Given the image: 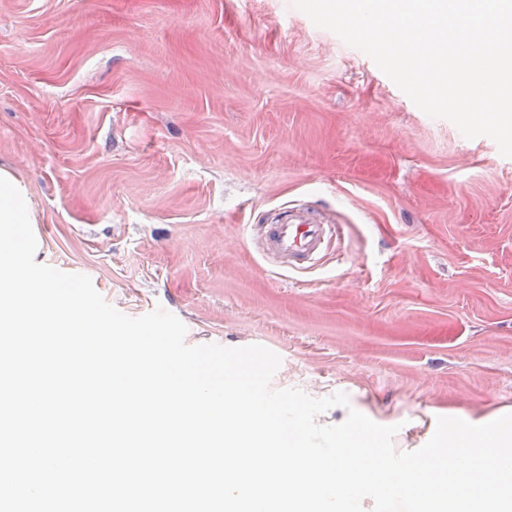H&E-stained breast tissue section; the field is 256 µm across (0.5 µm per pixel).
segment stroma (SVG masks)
<instances>
[{"instance_id": "35a3bbf8", "label": "stroma", "mask_w": 512, "mask_h": 512, "mask_svg": "<svg viewBox=\"0 0 512 512\" xmlns=\"http://www.w3.org/2000/svg\"><path fill=\"white\" fill-rule=\"evenodd\" d=\"M289 0H0V167L37 263L381 425L512 413V158ZM339 227L311 269L252 227Z\"/></svg>"}]
</instances>
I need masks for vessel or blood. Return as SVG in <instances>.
Here are the masks:
<instances>
[{"label":"vessel or blood","instance_id":"obj_1","mask_svg":"<svg viewBox=\"0 0 512 512\" xmlns=\"http://www.w3.org/2000/svg\"><path fill=\"white\" fill-rule=\"evenodd\" d=\"M336 232V225L322 223L309 210L289 215L284 221L254 227L258 251L293 271L310 268Z\"/></svg>","mask_w":512,"mask_h":512}]
</instances>
